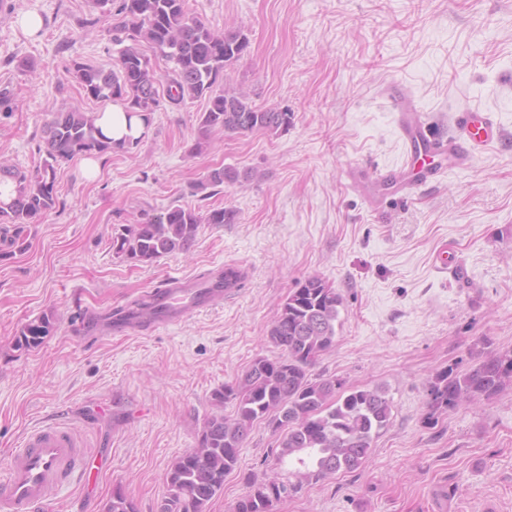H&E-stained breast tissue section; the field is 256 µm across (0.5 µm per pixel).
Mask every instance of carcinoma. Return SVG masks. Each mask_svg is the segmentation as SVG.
Returning a JSON list of instances; mask_svg holds the SVG:
<instances>
[{"label": "carcinoma", "mask_w": 512, "mask_h": 512, "mask_svg": "<svg viewBox=\"0 0 512 512\" xmlns=\"http://www.w3.org/2000/svg\"><path fill=\"white\" fill-rule=\"evenodd\" d=\"M122 21L112 26L118 46L112 68L76 62L69 73L96 100L122 103L149 124L150 115L169 104L208 98L200 113L203 132L226 134L263 131L278 134L293 124L286 109L261 108L248 95L225 82L227 68L249 48L240 29H213L192 15L188 0H121ZM171 64L161 82L151 58ZM98 115L78 110L53 114L45 126L42 164L25 174L0 165V224L14 225L19 239L24 225L54 210L56 168L77 154L104 155L114 151L112 140L97 126ZM256 177L230 167L216 168L195 189H208ZM236 213L216 207L198 209L174 204L142 224H129L112 237L115 254L132 262L151 263L174 252L187 251L202 224H232ZM342 298L323 278L314 275L295 283L271 321L268 335L280 347L275 359L255 358L235 380L213 390L215 411L203 422L199 449L179 456L167 473V494L160 512H205L206 505L224 490V477L237 464L253 425L267 421L278 435L276 461L288 463V481L253 477L249 491L233 512H274L275 504L304 486L363 467L375 440L388 428L392 401L384 389L345 387L334 377L312 375L319 357L336 345ZM47 317L24 326L16 346H40L50 334ZM512 386V354L487 355L476 366L453 367L436 374L429 389V415L476 399H489ZM232 405L233 413L224 414ZM106 512H136L121 490L112 494Z\"/></svg>", "instance_id": "cac0c4a2"}]
</instances>
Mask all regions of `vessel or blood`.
I'll list each match as a JSON object with an SVG mask.
<instances>
[{
    "mask_svg": "<svg viewBox=\"0 0 512 512\" xmlns=\"http://www.w3.org/2000/svg\"><path fill=\"white\" fill-rule=\"evenodd\" d=\"M390 101L401 114L400 133L406 147L402 165L379 172L360 168L351 174L352 181L374 199L397 193L414 196L443 171L469 167L478 153L502 138L499 122L479 108L458 112L452 131L442 138L430 132L401 95L391 93ZM240 290V282H225L217 271L197 280L171 277L139 304L113 308L105 332L150 334L205 312L218 300L233 299ZM111 465V456L81 448L68 422L42 424L24 433L7 467L0 470V512H38L51 490L102 473Z\"/></svg>",
    "mask_w": 512,
    "mask_h": 512,
    "instance_id": "vessel-or-blood-1",
    "label": "vessel or blood"
}]
</instances>
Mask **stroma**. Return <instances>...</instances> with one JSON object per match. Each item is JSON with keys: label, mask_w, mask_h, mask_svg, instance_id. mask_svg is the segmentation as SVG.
I'll return each mask as SVG.
<instances>
[{"label": "stroma", "mask_w": 512, "mask_h": 512, "mask_svg": "<svg viewBox=\"0 0 512 512\" xmlns=\"http://www.w3.org/2000/svg\"><path fill=\"white\" fill-rule=\"evenodd\" d=\"M205 24L249 39L230 83L263 108L294 114L287 132L202 133L206 99L153 113L138 146L83 156L56 169L58 205L26 224L23 243L0 240V468L21 435L62 416L90 448L112 456L92 492L70 485L49 507L106 512L114 491L137 512H160L174 459L194 448L211 393L255 358H274L273 317L295 283L317 275L341 295L335 347L312 372L346 386L384 388L391 424L360 469L304 486L274 512H512V386L427 423L428 390L480 350H512V0H189ZM43 20L37 36L21 14ZM117 15L93 0H0V162L28 171L45 157L52 112L105 111L72 78L73 62L111 68ZM29 63L19 70L16 59ZM397 90L448 133L456 112L494 113L504 141L471 168L444 173L411 199L372 210L348 184L355 166L400 163L388 92ZM201 153H192L195 142ZM255 172L204 198L194 185L214 168ZM233 209L231 224L200 225L188 251L140 265L112 238L171 204ZM448 248L466 284L436 272ZM234 263L239 297L149 336L85 345L81 311L108 319L170 276L195 278ZM48 317L34 349L15 338ZM277 441L255 424L224 491L206 512H230L250 476H279Z\"/></svg>", "instance_id": "stroma-1"}]
</instances>
